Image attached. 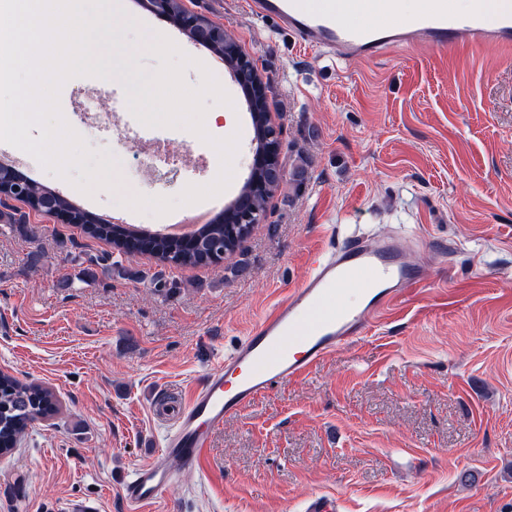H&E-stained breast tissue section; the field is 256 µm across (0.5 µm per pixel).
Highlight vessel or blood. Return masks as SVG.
<instances>
[{
  "mask_svg": "<svg viewBox=\"0 0 512 512\" xmlns=\"http://www.w3.org/2000/svg\"><path fill=\"white\" fill-rule=\"evenodd\" d=\"M369 2L342 0L338 11L311 6L308 0H247L246 6L253 18L273 21L298 46L347 65L419 42L451 54L488 43L512 51V0H504L492 16L480 2L462 14L448 0H429L419 14L398 25L353 27L345 22V10L364 11ZM427 286L392 238L354 233L341 246L318 254L310 274L187 395L175 401L162 392L155 395L153 411L170 428L160 448L132 469L124 487L127 499L141 505L160 502L185 470L208 481L207 452L225 419L273 387L309 375L337 347L366 336L374 318ZM353 287L360 294L354 305L345 298Z\"/></svg>",
  "mask_w": 512,
  "mask_h": 512,
  "instance_id": "1",
  "label": "vessel or blood"
}]
</instances>
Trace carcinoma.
I'll return each mask as SVG.
<instances>
[{
  "label": "carcinoma",
  "mask_w": 512,
  "mask_h": 512,
  "mask_svg": "<svg viewBox=\"0 0 512 512\" xmlns=\"http://www.w3.org/2000/svg\"><path fill=\"white\" fill-rule=\"evenodd\" d=\"M204 24L217 31L209 47L222 56L226 67L232 70L250 63L238 43L223 27L207 20ZM249 112L255 134L259 138L263 137L268 112L266 94L254 96L249 102ZM75 213L78 226L89 236L111 242L120 253L138 246L142 253L151 255L161 264L190 267L202 263L219 264L234 256L241 245V240L230 232L240 219L234 200L224 207L221 220L202 225L197 232V243L190 247L163 237L149 235L138 239L137 231L122 224L93 222L86 212L77 209ZM55 412L56 404L48 389L33 382H22L8 374L0 375V449L4 453L8 454L17 447L36 420Z\"/></svg>",
  "instance_id": "cac0c4a2"
}]
</instances>
